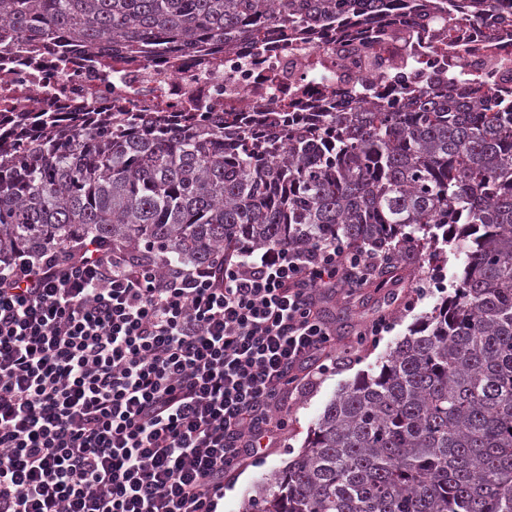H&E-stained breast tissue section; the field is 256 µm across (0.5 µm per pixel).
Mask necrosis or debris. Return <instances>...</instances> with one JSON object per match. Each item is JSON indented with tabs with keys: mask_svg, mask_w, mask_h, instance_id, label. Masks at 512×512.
I'll return each instance as SVG.
<instances>
[{
	"mask_svg": "<svg viewBox=\"0 0 512 512\" xmlns=\"http://www.w3.org/2000/svg\"><path fill=\"white\" fill-rule=\"evenodd\" d=\"M392 0L363 25L273 27L232 51L87 55L59 42L0 47V112H337L473 82L512 94V0H450L430 19Z\"/></svg>",
	"mask_w": 512,
	"mask_h": 512,
	"instance_id": "1",
	"label": "necrosis or debris"
}]
</instances>
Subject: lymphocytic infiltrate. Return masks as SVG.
Returning <instances> with one entry per match:
<instances>
[{"instance_id":"obj_1","label":"lymphocytic infiltrate","mask_w":512,"mask_h":512,"mask_svg":"<svg viewBox=\"0 0 512 512\" xmlns=\"http://www.w3.org/2000/svg\"><path fill=\"white\" fill-rule=\"evenodd\" d=\"M388 256L331 241L162 269L95 245L0 264V512H217L329 370L321 303Z\"/></svg>"}]
</instances>
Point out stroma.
Returning <instances> with one entry per match:
<instances>
[{
  "label": "stroma",
  "mask_w": 512,
  "mask_h": 512,
  "mask_svg": "<svg viewBox=\"0 0 512 512\" xmlns=\"http://www.w3.org/2000/svg\"><path fill=\"white\" fill-rule=\"evenodd\" d=\"M404 264L407 275L401 282L380 290L365 287L353 295L341 294L324 303L323 316L336 331V348L331 354L333 367L321 379L294 394L285 411L288 428L280 446L269 449L266 457L241 474L225 480L224 512H242L261 477L286 467L301 451L320 414L337 391L360 374L374 369L390 347L440 307L462 273L464 255L459 249L441 246L437 249L436 258L425 259L420 249L415 248L407 251ZM429 276L436 283L435 289L415 308L404 309V298L419 285L421 279ZM384 311L393 315L392 331L381 337L379 342L357 345L359 332Z\"/></svg>",
  "instance_id": "stroma-1"
}]
</instances>
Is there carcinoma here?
<instances>
[{
    "label": "carcinoma",
    "instance_id": "carcinoma-1",
    "mask_svg": "<svg viewBox=\"0 0 512 512\" xmlns=\"http://www.w3.org/2000/svg\"><path fill=\"white\" fill-rule=\"evenodd\" d=\"M389 0H0V41L232 49ZM270 129L0 114V261L84 242L204 265L219 249L461 242L454 294L326 405L243 512H512V100L482 86Z\"/></svg>",
    "mask_w": 512,
    "mask_h": 512
}]
</instances>
